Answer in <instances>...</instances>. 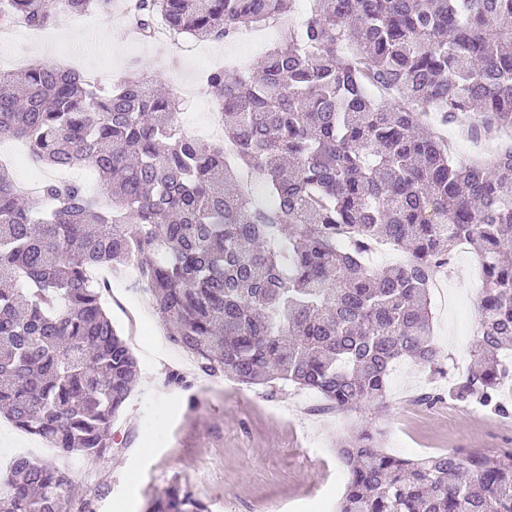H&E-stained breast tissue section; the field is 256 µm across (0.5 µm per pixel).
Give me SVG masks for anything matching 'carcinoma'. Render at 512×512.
<instances>
[{
    "label": "carcinoma",
    "instance_id": "cac0c4a2",
    "mask_svg": "<svg viewBox=\"0 0 512 512\" xmlns=\"http://www.w3.org/2000/svg\"><path fill=\"white\" fill-rule=\"evenodd\" d=\"M258 65L205 81L224 141L184 131L181 98L48 63L0 71V135L95 194L0 167V413L59 458L112 454L139 363L90 271L134 266L170 342L209 376L279 382L339 411L383 396L404 358L442 374L430 288L461 239L486 261L477 366L448 397L500 413L512 370V145L458 162L441 127L512 133V0H314ZM112 0H0V25L44 28ZM285 0H135L140 35L230 41ZM406 258L384 269L374 243ZM336 512H512V450L407 459L363 430L338 449ZM0 512H93L66 470L18 456ZM34 165V166H33ZM33 165H24V166H12V171L14 174L15 180L20 184L21 182H24L27 180V177L29 173L32 171V169L36 168L40 171L42 178L48 179V178H54V179H70L75 181H80L85 184V186L90 191H96L98 188V182L96 181V178L94 175L89 172L86 169H74L65 171V176L60 177L58 174V171L56 170H50L43 168L42 166H38L37 164L33 163ZM36 166V167H35Z\"/></svg>",
    "mask_w": 512,
    "mask_h": 512
}]
</instances>
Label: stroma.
Returning <instances> with one entry per match:
<instances>
[{"mask_svg":"<svg viewBox=\"0 0 512 512\" xmlns=\"http://www.w3.org/2000/svg\"><path fill=\"white\" fill-rule=\"evenodd\" d=\"M112 9L108 21L88 31L72 26L56 42L50 29L20 27V40L0 42V53L18 52L17 63L24 66L48 41L47 62L101 70L108 85L135 72L176 92L192 86L193 100L184 103L180 118L200 138L215 110L204 70L253 68L267 50L263 43L200 42L184 54L146 40L129 55L128 36L104 37L124 24L123 4L114 0ZM445 281L451 304H431L445 375L399 361L383 398L362 411L341 412L313 391L279 383L246 387L201 373L190 354L170 344L148 304L132 296L124 281L113 280L103 300L137 357L140 381L112 429V455L97 462L73 456L60 465L89 495L93 512H148L175 492L200 503L202 512H336L347 480L337 449L361 429H370L387 453L404 458L510 449L512 415L446 397L449 384L473 361L479 320L473 250L453 252ZM426 393L439 395V402L420 404Z\"/></svg>","mask_w":512,"mask_h":512,"instance_id":"35a3bbf8","label":"stroma"}]
</instances>
